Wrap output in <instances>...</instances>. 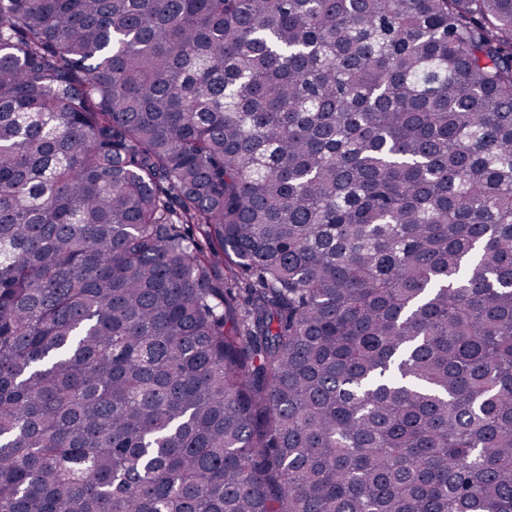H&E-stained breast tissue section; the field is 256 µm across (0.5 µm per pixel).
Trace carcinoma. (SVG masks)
I'll return each mask as SVG.
<instances>
[{
	"label": "carcinoma",
	"instance_id": "carcinoma-1",
	"mask_svg": "<svg viewBox=\"0 0 512 512\" xmlns=\"http://www.w3.org/2000/svg\"><path fill=\"white\" fill-rule=\"evenodd\" d=\"M0 512H512V0H0Z\"/></svg>",
	"mask_w": 512,
	"mask_h": 512
}]
</instances>
